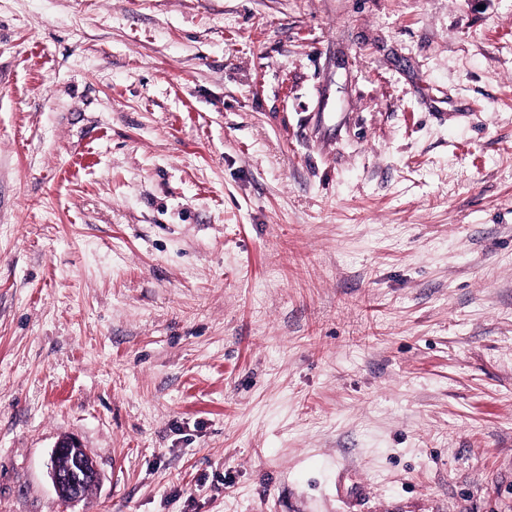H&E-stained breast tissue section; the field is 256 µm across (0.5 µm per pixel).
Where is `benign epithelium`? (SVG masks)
Listing matches in <instances>:
<instances>
[{
    "instance_id": "obj_1",
    "label": "benign epithelium",
    "mask_w": 512,
    "mask_h": 512,
    "mask_svg": "<svg viewBox=\"0 0 512 512\" xmlns=\"http://www.w3.org/2000/svg\"><path fill=\"white\" fill-rule=\"evenodd\" d=\"M51 479L60 498L79 501L84 490L98 483L99 474L89 454L74 439H63L51 455Z\"/></svg>"
}]
</instances>
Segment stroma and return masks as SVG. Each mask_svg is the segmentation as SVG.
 Here are the masks:
<instances>
[{"mask_svg": "<svg viewBox=\"0 0 512 512\" xmlns=\"http://www.w3.org/2000/svg\"><path fill=\"white\" fill-rule=\"evenodd\" d=\"M0 512H512V0H0ZM67 458L66 468L59 460ZM51 479L60 498L67 502L79 501L84 490L95 486L99 480L98 471L89 454L74 439H62L54 447L51 455Z\"/></svg>", "mask_w": 512, "mask_h": 512, "instance_id": "1", "label": "stroma"}]
</instances>
